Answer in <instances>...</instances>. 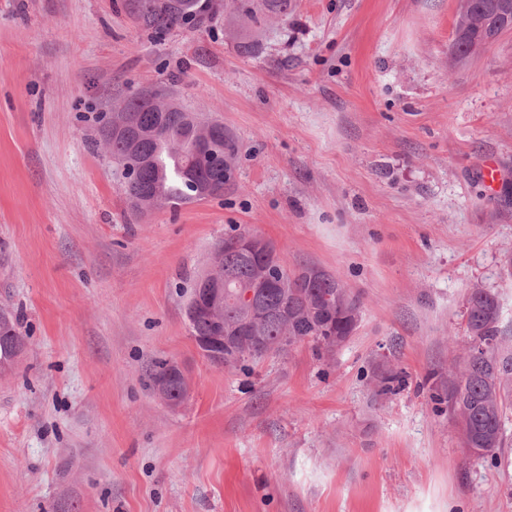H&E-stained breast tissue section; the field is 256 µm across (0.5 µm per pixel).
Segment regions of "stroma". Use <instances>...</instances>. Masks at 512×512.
Wrapping results in <instances>:
<instances>
[{
    "mask_svg": "<svg viewBox=\"0 0 512 512\" xmlns=\"http://www.w3.org/2000/svg\"><path fill=\"white\" fill-rule=\"evenodd\" d=\"M458 8L292 0L249 57L239 18L158 40L127 0H0V308L26 338L0 375V512H512V470L432 399L473 284L512 320V30L455 61ZM138 92L235 138L222 197L132 211L99 129ZM243 230L359 295L331 357L198 347L184 303ZM159 359L188 377L178 409ZM391 369L407 386L378 394Z\"/></svg>",
    "mask_w": 512,
    "mask_h": 512,
    "instance_id": "obj_1",
    "label": "stroma"
}]
</instances>
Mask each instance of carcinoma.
Returning a JSON list of instances; mask_svg holds the SVG:
<instances>
[{"instance_id": "cac0c4a2", "label": "carcinoma", "mask_w": 512, "mask_h": 512, "mask_svg": "<svg viewBox=\"0 0 512 512\" xmlns=\"http://www.w3.org/2000/svg\"><path fill=\"white\" fill-rule=\"evenodd\" d=\"M229 5L235 13L256 21L260 16H288L290 0H231ZM229 5L224 0H184L183 8L174 9L168 0H129L130 12L138 23L156 36L175 27L201 28L214 13ZM483 19L484 13L460 4L453 44L456 58L462 60L469 52L470 38ZM125 110L135 114L143 128L152 131L138 145V152L144 157L141 161L130 153L127 140L111 134V125L101 129L112 161L121 170L129 203L158 194L167 204L185 202V153L174 145V140L188 137L187 119L192 113L174 104L163 119L151 95L131 98ZM237 152L234 140L223 139L214 144L210 154L199 158L198 170L208 182L209 196L224 193ZM248 236L250 232L241 231L218 244L224 263V327L204 317L195 318L189 322L195 340L222 335L231 343H239V347L224 352L226 364L285 356L302 343L310 344L319 356L342 347L357 328L354 316L360 315L359 296L323 269L310 280L307 273L316 267L290 269L278 256L270 260L274 285L257 299L261 319L251 332L243 330L241 295L253 282L256 261L238 248V241ZM463 320L468 341L454 360L455 375L448 382V393L436 394L434 400L447 401L448 411L460 424L463 447L486 459L491 467L505 470L512 465L508 455L512 447V432L508 431L512 414V327L504 323L501 294L473 285L465 297ZM24 346L17 317L1 312V374L12 369ZM378 382V393H394L406 384L407 374L386 372Z\"/></svg>"}]
</instances>
